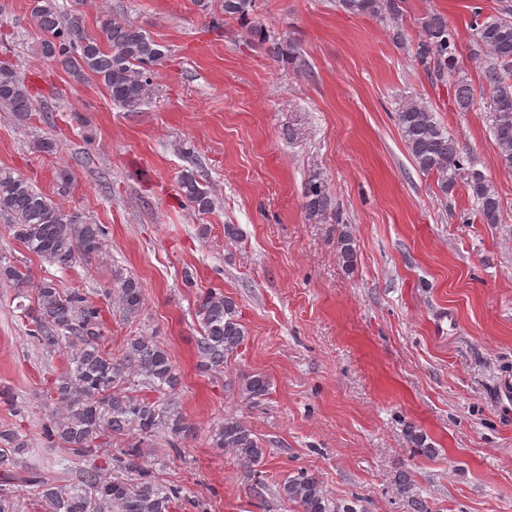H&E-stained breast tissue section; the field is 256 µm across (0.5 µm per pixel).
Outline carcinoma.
<instances>
[{
  "instance_id": "obj_1",
  "label": "carcinoma",
  "mask_w": 512,
  "mask_h": 512,
  "mask_svg": "<svg viewBox=\"0 0 512 512\" xmlns=\"http://www.w3.org/2000/svg\"><path fill=\"white\" fill-rule=\"evenodd\" d=\"M256 0H221L222 13L250 20ZM336 7L356 15L394 19L400 13L398 0H336ZM31 16L43 33L35 47L46 59L58 62L76 80L90 74L104 86L112 104L135 112L152 92V67L166 56L140 26L121 18L100 20V39L88 32L85 14L73 8L64 13L58 0H31ZM423 39L417 57L433 64L438 75L453 67L457 51L448 20L430 14L422 22ZM476 41L491 55L494 64L485 71V79L495 89L492 133L501 165L512 170V20L497 18L476 24ZM250 35L272 57L290 53L287 42L271 35L260 22H254ZM454 104L459 111L471 105V89L463 81L453 86ZM0 112H10L25 123L34 112L28 85L16 71L0 67ZM398 128L418 170L437 177L443 193L458 177L467 178L478 204L483 223L496 224L500 217V199L478 173L466 169L467 156L435 120L433 111L420 101H409L397 113ZM180 190L192 207L207 211L212 206L208 192L194 172L181 173ZM330 203L326 185L310 181L306 191L309 215L322 217ZM0 213L10 220L9 231L26 250L60 270H67L80 257L102 252L106 230L92 223L77 210L59 206L20 175L0 168ZM339 258L347 267L356 261L352 237L345 231L337 238ZM19 288L29 283L27 271L15 265H0V279ZM117 296L125 314L134 318L143 306L142 285L132 276L117 275ZM31 321V337L42 350H64L67 365L47 390L57 404L54 417L43 426L46 442L65 449L76 458L93 457L112 438L131 430L139 432L136 443H128L107 457L106 466L92 464L79 471L77 485L65 488L40 473H31L25 482L38 491L47 512H170L171 505L186 497L177 484L163 485L140 464L142 444L162 427L175 437L189 433L179 412L161 414L156 402L130 395L121 388L133 375L142 377L155 392L174 390L178 377L169 353L150 336L128 340L121 357L115 358L104 345L99 310L89 304L80 290H65L55 281H42L35 288L29 305H21ZM195 316L201 328L196 341L200 368L216 371L245 340L247 332L238 319L234 299L220 289H211L198 297ZM270 382L255 374L244 379L241 388L245 400L269 395ZM406 437L417 455H432L435 448L426 433L408 426ZM214 447L226 449L248 468L260 464L265 455L259 437L243 421L226 416L213 432ZM27 440L18 431L0 428V512H6L11 494L9 481L17 479ZM280 496L301 508V512H330L322 484L314 475L299 471L281 484Z\"/></svg>"
}]
</instances>
